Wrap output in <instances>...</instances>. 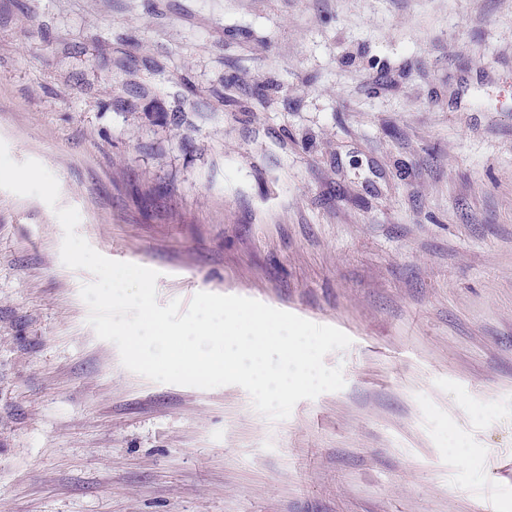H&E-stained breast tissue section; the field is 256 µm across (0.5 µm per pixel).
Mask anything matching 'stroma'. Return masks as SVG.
<instances>
[{
  "mask_svg": "<svg viewBox=\"0 0 512 512\" xmlns=\"http://www.w3.org/2000/svg\"><path fill=\"white\" fill-rule=\"evenodd\" d=\"M0 140L159 304L352 340L281 421L146 379L0 189V512H512V0H0Z\"/></svg>",
  "mask_w": 512,
  "mask_h": 512,
  "instance_id": "obj_1",
  "label": "stroma"
}]
</instances>
